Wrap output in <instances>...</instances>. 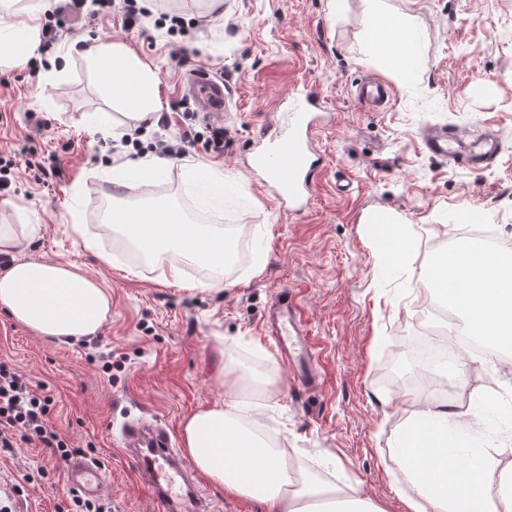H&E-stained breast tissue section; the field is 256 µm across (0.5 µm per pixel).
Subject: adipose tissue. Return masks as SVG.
Segmentation results:
<instances>
[{
	"instance_id": "ef3b65f1",
	"label": "adipose tissue",
	"mask_w": 512,
	"mask_h": 512,
	"mask_svg": "<svg viewBox=\"0 0 512 512\" xmlns=\"http://www.w3.org/2000/svg\"><path fill=\"white\" fill-rule=\"evenodd\" d=\"M0 12V44L13 61H26L41 32L37 10ZM86 57L107 73L113 102L135 104L142 114L156 112L155 71L123 45L97 42ZM107 223L118 226L155 264L178 276V260L208 266L212 284H220L224 263L234 250L223 230L193 224L171 205L115 207ZM37 224H0V253L13 260L0 271V309L37 334L61 341L97 335L111 311V294L98 278L73 264L21 259L23 244L39 236ZM370 236L379 262L404 258L413 248L404 225L387 217L372 219ZM420 282L426 298L453 296L468 327L512 346V262L479 249H457L443 256ZM223 402L198 410L181 423V442L197 470L232 495L256 500L268 512H385L373 497L324 480L295 466L286 450L265 438L260 412L247 397V386L266 390L272 379L236 363L221 372ZM446 407L430 404L414 410L396 447L398 461L412 481L417 498L412 512H512V469L490 483L484 469L448 452Z\"/></svg>"
}]
</instances>
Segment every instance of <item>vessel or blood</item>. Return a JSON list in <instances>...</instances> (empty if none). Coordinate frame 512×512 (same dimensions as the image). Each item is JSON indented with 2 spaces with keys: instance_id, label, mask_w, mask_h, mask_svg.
Listing matches in <instances>:
<instances>
[{
  "instance_id": "b4317fda",
  "label": "vessel or blood",
  "mask_w": 512,
  "mask_h": 512,
  "mask_svg": "<svg viewBox=\"0 0 512 512\" xmlns=\"http://www.w3.org/2000/svg\"><path fill=\"white\" fill-rule=\"evenodd\" d=\"M188 92L201 111L216 116L223 114L231 99L227 85L204 74L191 79ZM355 96L361 107L383 111L391 104L392 90L383 79L368 77L357 85ZM326 110L319 88L303 85L289 107L287 128L268 127L259 135L248 168L258 183L271 191L282 210L299 212L310 204L325 167L313 146V135ZM421 141L428 152L472 168L492 164L499 149L496 135L489 131L465 138L452 130L431 127L423 131ZM264 331L281 359L289 363L294 380L304 387L317 385L316 348L301 306L288 297L278 299L268 310ZM143 448L148 450L151 461L144 469L139 466V451ZM120 450L132 465L139 467L140 478L160 512H177L182 503L178 492L191 483L194 474L174 448L168 429L140 419L128 421L121 430ZM67 478L85 494L94 495L99 493L106 473L96 464L75 459L68 464Z\"/></svg>"
}]
</instances>
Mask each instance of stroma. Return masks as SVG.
Returning <instances> with one entry per match:
<instances>
[{
  "label": "stroma",
  "instance_id": "stroma-1",
  "mask_svg": "<svg viewBox=\"0 0 512 512\" xmlns=\"http://www.w3.org/2000/svg\"><path fill=\"white\" fill-rule=\"evenodd\" d=\"M150 18L129 31L120 14L95 24L73 23L54 47L70 54L60 75L30 74L28 65H0V155L16 153L12 191L0 195V216L42 225L25 259L69 262L97 276L112 294L111 314L91 340L63 343L36 334L0 311V359L43 385L54 400L51 422L76 447H92L105 470L99 492L112 512H155L150 490L117 450L114 438L132 419L158 420L179 436L182 420L224 398L222 361L260 362L278 381L279 393L263 399L267 428L295 448L298 463L316 468L321 453L335 455L328 480L363 488L386 512H409L412 487L393 456L405 425L406 400L444 403L450 431L486 450L491 480L512 466V365H487L458 355L461 375L444 369L436 383H397L393 358L409 357L428 335L419 277L437 260V243H453L459 207L482 224L512 229V0H148ZM183 18L169 29L165 18ZM406 23L417 51L405 64L385 62L374 44L393 17ZM98 40L126 46L158 76L160 112L168 127L151 126L140 153L151 157L155 138L185 128L180 83L188 70L224 76L232 111L224 121V151L204 142L189 148L224 183L207 211L217 225L239 231L237 262L220 290L189 293L210 278L206 267L183 263L164 279L152 264L114 253L103 235L101 189L127 196L107 166L131 108L113 106L94 65L79 54ZM195 54L188 67L172 57L181 44ZM393 89L387 111L367 112L352 90L366 76ZM317 84L332 113L316 136L327 164L308 210H280L271 192L246 168L259 130L275 121L281 99L299 82ZM97 126L83 123L85 114ZM44 130L35 131V122ZM437 125L465 135L490 128L501 151L494 164L474 170L427 152L420 132ZM53 156L55 176L35 178L24 161ZM348 174V193L336 190ZM158 203L199 210L180 167L172 165L147 186ZM388 214L414 241L407 257L378 264L369 235L372 216ZM112 255L103 265L99 251ZM265 268L253 274L257 256ZM297 295L321 348L322 383L304 389L263 332L265 314L283 292ZM112 356L111 374L99 358ZM46 462L39 448L0 456V492L24 487L17 512H57L51 481L38 477Z\"/></svg>",
  "mask_w": 512,
  "mask_h": 512
}]
</instances>
